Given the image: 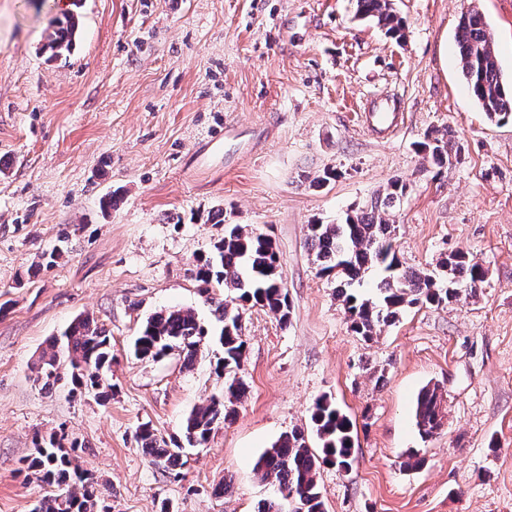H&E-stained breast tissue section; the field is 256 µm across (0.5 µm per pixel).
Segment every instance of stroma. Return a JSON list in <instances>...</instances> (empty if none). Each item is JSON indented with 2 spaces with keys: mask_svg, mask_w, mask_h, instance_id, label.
<instances>
[{
  "mask_svg": "<svg viewBox=\"0 0 512 512\" xmlns=\"http://www.w3.org/2000/svg\"><path fill=\"white\" fill-rule=\"evenodd\" d=\"M392 2L398 39L359 20L356 0H83L70 55L52 60L56 0H0V512L46 495L20 466L36 436L61 430L111 512H257L278 491L256 461L309 428L324 396L352 421L356 456L350 472L321 470L326 512H512V123L479 111L456 49L461 15L478 10L511 77L512 0ZM377 97L400 115L395 135L357 118ZM433 130L460 150L440 171L418 150ZM217 131L213 157L187 167ZM328 169L335 180L315 187ZM396 179L408 186L394 217L403 267L463 251L486 278L367 340L318 276L307 227ZM114 191L119 205L102 209ZM217 211L223 223L208 222ZM228 224L271 235L290 316L243 312L247 391L172 478L137 429L181 438L193 409L223 398L222 348L209 338L188 370L133 343L163 310L214 323L192 261ZM55 248L62 258L43 264ZM85 317L112 338L106 400L36 380L50 339ZM428 384L444 418L424 440L413 408ZM413 448L426 462L409 469Z\"/></svg>",
  "mask_w": 512,
  "mask_h": 512,
  "instance_id": "stroma-1",
  "label": "stroma"
}]
</instances>
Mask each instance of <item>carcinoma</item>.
<instances>
[{
  "label": "carcinoma",
  "mask_w": 512,
  "mask_h": 512,
  "mask_svg": "<svg viewBox=\"0 0 512 512\" xmlns=\"http://www.w3.org/2000/svg\"><path fill=\"white\" fill-rule=\"evenodd\" d=\"M82 0H71L46 37L43 49L57 59L71 52L78 31V9ZM359 16L370 18L392 37L401 36L403 24L390 0H357ZM494 33L483 16L472 10L461 15L457 27V50L461 74L486 118L495 123L512 122V81H507L493 53ZM420 147L438 168L449 161L452 140L430 132ZM407 193V185L389 184L383 197L370 209L345 218L341 224L308 225L307 242L315 253L319 274L336 279V297L342 302L354 333L371 339L377 328L395 321L407 307L419 304H447L462 289L475 291L485 280L486 271L476 258L457 251L448 255L435 271H408L394 247L396 226L390 215ZM379 272L380 300L374 302L355 292L366 276ZM195 279L200 282L206 301L215 306L221 327L209 330L191 310L170 309L156 313L142 326L134 349L142 359L163 357L176 351L183 365L190 368L209 336L218 337L223 357L217 366L224 370L228 401L213 399L193 410L185 419L183 439L167 441L155 430L142 425L137 442L150 458L168 474L185 465L184 448L204 445L214 426L234 413L230 405L246 393L238 371L246 354L242 333V308L259 306L286 322L290 314L287 289L279 270L273 240L266 234L240 224L224 225V236L208 256L196 259ZM230 291L225 299L216 290ZM69 360L72 390L95 391L106 399L112 387L105 384L102 371L112 362L111 336L96 322L82 318L72 324L62 338L54 339L43 352L37 380L51 389L61 381V359ZM442 398L439 388L426 385L415 402V425L425 440L442 426ZM312 430L320 450L311 448L308 436L299 428L283 434L256 463L261 480L278 487L279 497L264 502L258 512H286L284 503L295 504L292 512H325L318 476L325 466L349 470L353 455V424L330 397L319 398L311 411ZM22 470L50 488L37 512H109L92 478L80 471L63 444L53 433L36 441L34 452L23 461Z\"/></svg>",
  "instance_id": "1"
}]
</instances>
